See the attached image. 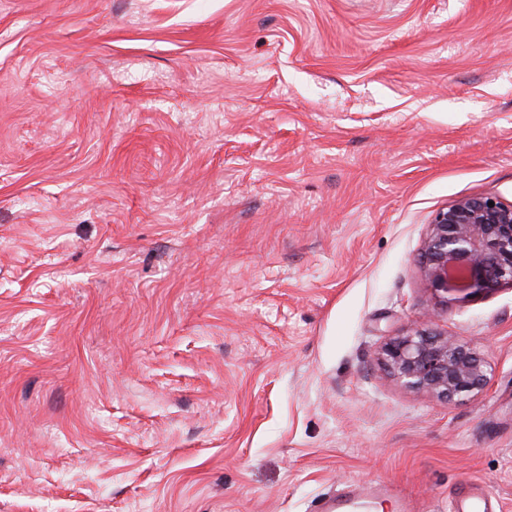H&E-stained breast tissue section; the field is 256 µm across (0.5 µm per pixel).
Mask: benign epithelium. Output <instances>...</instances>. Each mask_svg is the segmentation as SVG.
<instances>
[{
	"label": "benign epithelium",
	"instance_id": "benign-epithelium-1",
	"mask_svg": "<svg viewBox=\"0 0 512 512\" xmlns=\"http://www.w3.org/2000/svg\"><path fill=\"white\" fill-rule=\"evenodd\" d=\"M421 264L445 307L512 286V203L476 195L439 209L429 224ZM379 356L406 388L448 403L482 393L490 381L476 343L423 327L389 338Z\"/></svg>",
	"mask_w": 512,
	"mask_h": 512
}]
</instances>
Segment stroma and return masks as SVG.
Listing matches in <instances>:
<instances>
[{
    "label": "stroma",
    "instance_id": "35a3bbf8",
    "mask_svg": "<svg viewBox=\"0 0 512 512\" xmlns=\"http://www.w3.org/2000/svg\"><path fill=\"white\" fill-rule=\"evenodd\" d=\"M473 195L512 0H0V512H512V286L420 265ZM431 308L485 392L381 364ZM482 482L473 481L466 491H461L454 503L453 512H488V503Z\"/></svg>",
    "mask_w": 512,
    "mask_h": 512
}]
</instances>
